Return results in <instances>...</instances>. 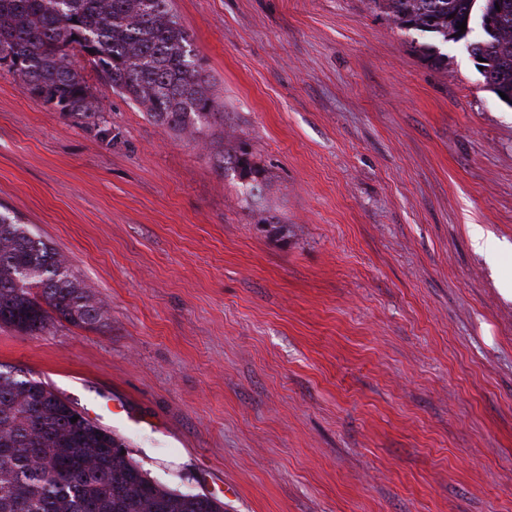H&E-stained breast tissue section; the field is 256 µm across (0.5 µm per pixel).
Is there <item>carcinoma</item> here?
<instances>
[{"label": "carcinoma", "mask_w": 512, "mask_h": 512, "mask_svg": "<svg viewBox=\"0 0 512 512\" xmlns=\"http://www.w3.org/2000/svg\"><path fill=\"white\" fill-rule=\"evenodd\" d=\"M433 56L434 46L467 43L485 62V85L512 90V0H370ZM492 15L497 25L478 26ZM466 23V30L457 26ZM90 54L112 88L142 105L162 126L189 137L215 114L208 81L170 0H0V59L16 62L21 88L59 112L90 119L93 94L74 71L72 51ZM224 169H246L242 201L262 196L261 170L238 147ZM102 307L66 257L33 236L17 215L0 212V324L43 333L56 320L93 326ZM44 382L0 368V512H224L205 493L172 490L129 454L115 453L112 432L86 417Z\"/></svg>", "instance_id": "carcinoma-1"}]
</instances>
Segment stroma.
I'll use <instances>...</instances> for the list:
<instances>
[{"label":"stroma","mask_w":512,"mask_h":512,"mask_svg":"<svg viewBox=\"0 0 512 512\" xmlns=\"http://www.w3.org/2000/svg\"><path fill=\"white\" fill-rule=\"evenodd\" d=\"M171 8L217 112L196 138L83 53L92 124L0 70V207L104 309L0 325V365L224 512H512V106L369 0ZM239 144L285 236L225 177Z\"/></svg>","instance_id":"35a3bbf8"}]
</instances>
